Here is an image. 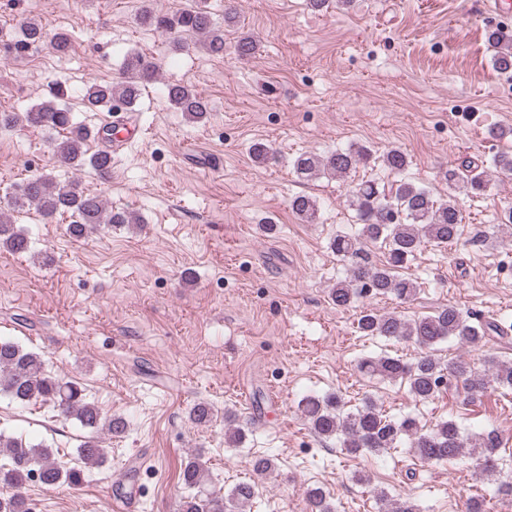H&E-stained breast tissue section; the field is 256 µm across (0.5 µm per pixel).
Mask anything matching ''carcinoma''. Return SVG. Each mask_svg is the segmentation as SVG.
<instances>
[{
    "label": "carcinoma",
    "instance_id": "carcinoma-1",
    "mask_svg": "<svg viewBox=\"0 0 512 512\" xmlns=\"http://www.w3.org/2000/svg\"><path fill=\"white\" fill-rule=\"evenodd\" d=\"M140 23L165 34L190 38L215 57L232 52L244 59L257 51L256 40L248 35L226 46L224 32L215 28L211 14L201 5H188L174 14H159L148 7L139 14ZM20 25L24 42L37 46L46 33L32 18H23ZM159 68L149 57L130 53L123 61L122 76L111 82H92L84 89L83 101L91 111H112L118 102L130 112L142 89L157 81ZM164 95L168 103L193 121L203 120L209 112L208 102L194 89L182 84H167ZM46 128L58 133L52 142L53 152L61 163L74 167H90L99 176L112 169V151L104 147L89 154L90 139L103 143L112 141V127L89 130L75 113L49 99L25 112H0V128ZM370 153L364 149H338L327 154L302 153L293 161V170L302 180L321 175L338 179L348 177L358 165L365 164ZM385 168L396 180L385 188L373 181L361 182L348 190L349 206L356 213L359 228L353 234L336 236L330 247L336 256L349 263V276L336 282L330 297L338 307H349L359 298L370 295H390L401 301H411L419 292L417 281L399 274V270L414 260L422 245L431 243L444 247L454 242L462 221L457 205L459 194H480L490 182L488 171L473 164L448 166L443 178L448 182V198L438 199L432 191L405 176L409 162L405 153L391 149L383 155ZM492 167L499 175L512 174V153L494 155ZM14 210H35L45 219L60 213L73 217L68 234L76 239L101 225L139 224V218L125 210H112L97 194L83 190L78 184L57 185L45 176L32 177L21 185L13 201ZM290 206L306 224L317 223L319 205L308 195H297ZM377 244L386 250L385 260L370 262L367 248ZM0 246L22 254L30 250L25 232L9 220L0 218ZM357 329L364 336L412 340L420 352L409 362L398 356H381L360 364L361 372L389 381H403L415 401H428L445 390H453L471 401L489 389L512 388V363L494 357L484 360L479 371L463 359L445 366L433 354L435 346L453 341L462 347L476 348L491 338L503 339L508 328L494 322H473L456 306L443 307L430 315L411 321L394 312L364 311L357 320ZM0 393L17 403H49L65 418L77 420L82 428L93 433L106 430L121 434L126 422L120 417L107 418L100 408L87 401L80 385L65 380L45 369L43 359L10 340H0ZM302 413L313 433L322 439L335 438L350 454H377L410 443L412 454L425 463H444L458 459L465 449H474L475 471L480 478L501 475V435L494 429L478 434L470 441L462 435L457 423L448 419L431 430L412 416L392 420L370 397L363 399L353 411L344 409L341 398L328 395L309 397L302 402ZM224 442L237 446L244 439V428L235 418L225 414ZM0 486L12 490L0 497V512H30L28 499L22 492L29 482L38 480L45 486L66 483L77 487L82 483V466L102 463L107 458L100 441L91 437L77 448V464L65 466L54 457L52 449L39 443L0 432ZM180 478L190 493L180 504V512H241L256 494L251 483L237 484L228 497L209 491L208 472L199 458L186 461ZM309 512H334L325 492L314 488L307 493Z\"/></svg>",
    "mask_w": 512,
    "mask_h": 512
}]
</instances>
